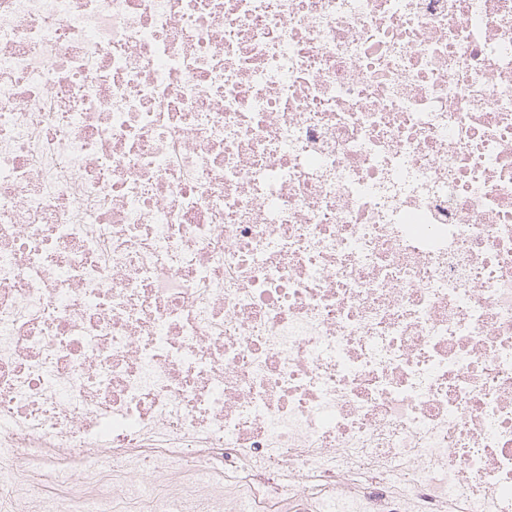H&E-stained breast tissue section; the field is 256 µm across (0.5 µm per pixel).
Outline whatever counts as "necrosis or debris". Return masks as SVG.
Returning <instances> with one entry per match:
<instances>
[{
	"label": "necrosis or debris",
	"mask_w": 512,
	"mask_h": 512,
	"mask_svg": "<svg viewBox=\"0 0 512 512\" xmlns=\"http://www.w3.org/2000/svg\"><path fill=\"white\" fill-rule=\"evenodd\" d=\"M512 512V0H0V512Z\"/></svg>",
	"instance_id": "obj_1"
}]
</instances>
